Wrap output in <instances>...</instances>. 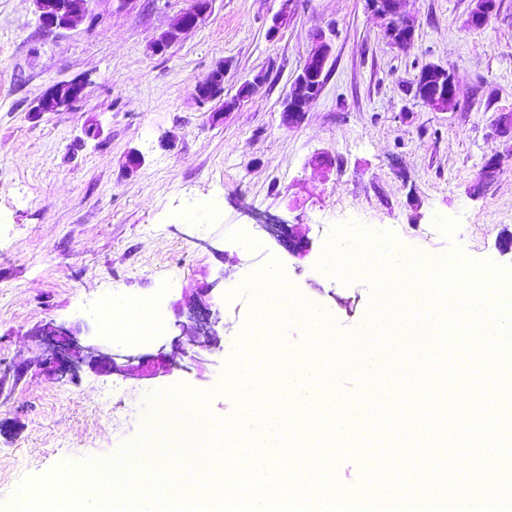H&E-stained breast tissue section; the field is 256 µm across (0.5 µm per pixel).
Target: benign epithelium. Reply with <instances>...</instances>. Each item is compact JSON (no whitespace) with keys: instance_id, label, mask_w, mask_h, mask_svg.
<instances>
[{"instance_id":"benign-epithelium-1","label":"benign epithelium","mask_w":512,"mask_h":512,"mask_svg":"<svg viewBox=\"0 0 512 512\" xmlns=\"http://www.w3.org/2000/svg\"><path fill=\"white\" fill-rule=\"evenodd\" d=\"M402 0H371L377 14L384 17L404 18L401 12ZM39 30L53 35L61 30L76 27L83 20L86 2L77 0H34ZM211 0H198L193 12L181 18L154 41L153 50L175 44L183 34L195 28L210 12ZM332 45L323 39L315 44L303 67L297 73L291 87L292 97L298 107L283 114V120L292 127L304 116L306 108L320 93L307 89L306 77H322L331 59ZM85 86L78 80L62 81L53 84L33 106L32 111L60 112L74 106L84 96ZM262 230L288 247V253L302 255L310 251L311 242L300 230L298 224H288L280 220L265 218L259 223ZM214 284L204 283L195 295L177 308L178 320L175 327L180 335L172 340L173 351L140 356L120 355L102 351L95 345L81 346L69 329L52 322L35 329L44 353L45 370L53 375L64 377L75 374L86 366L101 376L157 375L169 373L178 365L177 359L188 360L198 365L205 362L206 355L218 346L219 334L216 326L220 322L218 313L210 309L209 295Z\"/></svg>"}]
</instances>
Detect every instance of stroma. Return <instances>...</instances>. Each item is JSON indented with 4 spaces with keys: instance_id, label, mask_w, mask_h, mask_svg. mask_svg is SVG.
<instances>
[{
    "instance_id": "obj_1",
    "label": "stroma",
    "mask_w": 512,
    "mask_h": 512,
    "mask_svg": "<svg viewBox=\"0 0 512 512\" xmlns=\"http://www.w3.org/2000/svg\"><path fill=\"white\" fill-rule=\"evenodd\" d=\"M190 0H93L75 29L45 36L31 0H0V512L14 493L61 463L115 456L154 421L150 393L183 384L208 394L219 422L241 413L222 373L249 344L240 287L278 261L287 283L353 339L373 307L368 281L345 284L319 267L333 227L350 222L393 233L398 248L439 256L461 248L475 261L512 269L498 240L512 234V138L493 132L512 113V0L469 27L475 0H404L417 20L410 49H394L386 20L366 0H212L209 15L165 54L149 43ZM332 43L324 90L303 122L288 128L281 102L311 50ZM224 96L265 72L260 92L213 120L193 95L216 63ZM449 68L457 105L435 112L414 96L423 65ZM81 80L74 110L34 114L59 81ZM100 134L86 135L89 125ZM137 151L142 167L125 169ZM327 152L333 168L317 165ZM500 162L481 193L471 187L491 154ZM267 213L300 225L310 252L289 255L260 230ZM214 283L210 304L223 328L201 367L181 365L154 379L81 369L47 374L29 335L53 321L80 344L122 354L158 353L176 335L175 303ZM155 303L162 328L128 341L105 321L113 303ZM29 369L7 377L18 362Z\"/></svg>"
}]
</instances>
